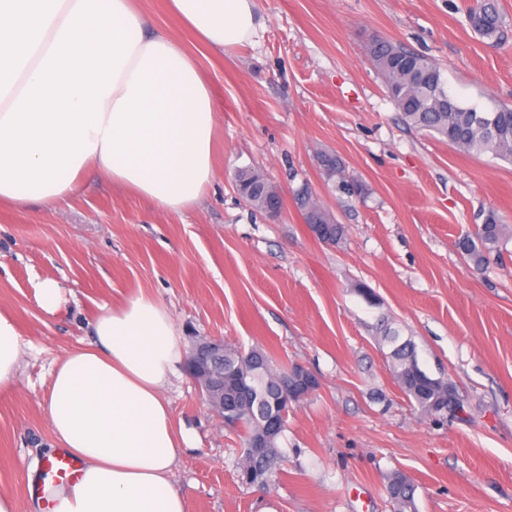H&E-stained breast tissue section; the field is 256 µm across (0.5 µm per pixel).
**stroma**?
<instances>
[{"label":"stroma","mask_w":512,"mask_h":512,"mask_svg":"<svg viewBox=\"0 0 512 512\" xmlns=\"http://www.w3.org/2000/svg\"><path fill=\"white\" fill-rule=\"evenodd\" d=\"M471 2L260 0L255 45L221 55L166 0H141L214 93V178L180 215L97 174L66 201L0 209V312L24 343L15 383L0 389V496L15 512H32L28 474L52 443L53 364L88 341L100 306L141 293L166 307L184 348L209 337L259 346L320 380L288 413L277 476L246 486L238 431L179 368L165 396L187 436L173 478L186 512H391L397 471L416 486V512H512V241L479 268L458 247L488 211L512 229V165L407 126L364 51L390 38L435 60L460 100L512 105V38L475 34ZM321 152L366 194L339 192ZM245 168L280 191L279 217L240 198ZM304 184L345 225L342 243L310 234L292 196ZM47 278L63 292L52 314L35 296ZM393 330L456 386L462 416L434 424L402 392L384 340Z\"/></svg>","instance_id":"35a3bbf8"}]
</instances>
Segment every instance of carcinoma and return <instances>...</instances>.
I'll return each mask as SVG.
<instances>
[{
    "mask_svg": "<svg viewBox=\"0 0 512 512\" xmlns=\"http://www.w3.org/2000/svg\"><path fill=\"white\" fill-rule=\"evenodd\" d=\"M472 31L496 43L504 40L507 25L497 0H476L466 13ZM366 56L381 75L387 96L404 121L411 127L427 132L462 152L492 157L512 164V105L491 100V106L468 105L449 91L440 65L430 57L411 51L383 36H375L366 45ZM320 167L339 178L338 188L354 196L365 192L358 180L345 176V164L335 154L320 153ZM236 188L246 203L264 211L278 196L265 175L245 169L236 176ZM304 220L315 217L320 225H312L329 236V243L338 245L345 239L346 227L337 224L321 209L309 188L299 187L295 194ZM505 225L494 214L486 216L473 233L461 242L464 255L481 267L488 255L497 250L505 238ZM392 346L389 353L394 378L400 389L414 401L421 414L435 420L454 416L461 406L456 388L443 376L435 377L419 363L411 340H400L394 332L386 337ZM259 366L244 362V355L235 349L224 353V414L227 426H241V463L239 478L245 485L265 484L279 467L278 442L287 428L289 406L278 404L281 385L276 375L272 355L262 347L251 349ZM245 375L256 389V400L238 401L237 378ZM275 418L277 431L271 436L264 429L269 418ZM393 512H415V485L405 475L396 472L387 487Z\"/></svg>",
    "mask_w": 512,
    "mask_h": 512,
    "instance_id": "1",
    "label": "carcinoma"
}]
</instances>
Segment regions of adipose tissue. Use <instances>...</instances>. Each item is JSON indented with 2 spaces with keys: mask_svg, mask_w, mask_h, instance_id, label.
Segmentation results:
<instances>
[{
  "mask_svg": "<svg viewBox=\"0 0 512 512\" xmlns=\"http://www.w3.org/2000/svg\"><path fill=\"white\" fill-rule=\"evenodd\" d=\"M204 46L253 43L258 0H169ZM217 106L181 43L150 29L137 0H0V207L56 203L89 173L168 213L194 205L214 177ZM92 340L50 372L45 415L53 463L79 465L51 512H185L173 482L180 448L163 389L182 358L166 308L139 294L101 307ZM23 350L0 313V388Z\"/></svg>",
  "mask_w": 512,
  "mask_h": 512,
  "instance_id": "1",
  "label": "adipose tissue"
}]
</instances>
